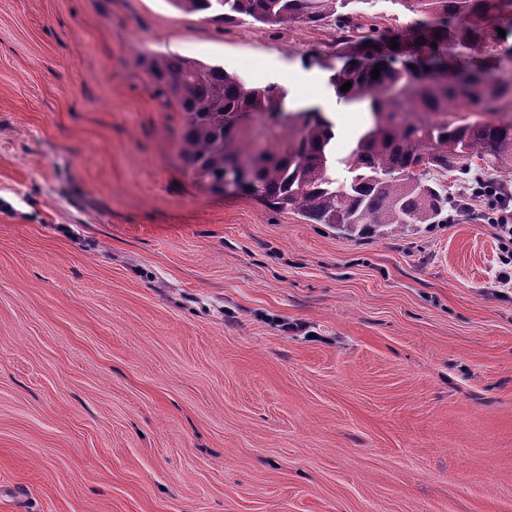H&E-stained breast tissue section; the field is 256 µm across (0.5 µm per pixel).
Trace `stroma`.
Here are the masks:
<instances>
[{
	"instance_id": "1",
	"label": "stroma",
	"mask_w": 512,
	"mask_h": 512,
	"mask_svg": "<svg viewBox=\"0 0 512 512\" xmlns=\"http://www.w3.org/2000/svg\"><path fill=\"white\" fill-rule=\"evenodd\" d=\"M333 27L0 0V512H512V288L472 201L346 237L199 186L146 63L370 122Z\"/></svg>"
}]
</instances>
